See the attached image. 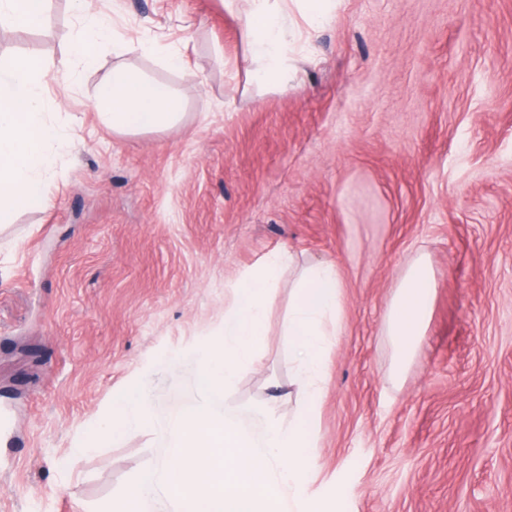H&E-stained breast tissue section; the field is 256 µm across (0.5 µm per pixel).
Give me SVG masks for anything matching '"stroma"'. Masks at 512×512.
<instances>
[{"label": "stroma", "mask_w": 512, "mask_h": 512, "mask_svg": "<svg viewBox=\"0 0 512 512\" xmlns=\"http://www.w3.org/2000/svg\"><path fill=\"white\" fill-rule=\"evenodd\" d=\"M89 11L108 36L86 68L71 0L41 29L0 25V61L45 62L44 109L69 141L43 202L0 227V512H108L162 449L149 427L100 439L113 396L144 382L156 412L199 402L225 297L277 249L341 281L305 496L324 512H512V0H343L285 91L252 81L224 0ZM177 49L175 72L161 57ZM119 69L185 94L184 120L113 133L96 92ZM417 259L432 297L398 374L386 313ZM293 285L236 402L289 387Z\"/></svg>", "instance_id": "stroma-1"}]
</instances>
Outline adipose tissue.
<instances>
[{"instance_id":"ef3b65f1","label":"adipose tissue","mask_w":512,"mask_h":512,"mask_svg":"<svg viewBox=\"0 0 512 512\" xmlns=\"http://www.w3.org/2000/svg\"><path fill=\"white\" fill-rule=\"evenodd\" d=\"M337 6V0H224L248 38L253 79L281 91L298 73L292 49L298 22L317 29ZM45 74V63L36 57L0 67V223L43 200L40 170L50 150L66 145L43 112ZM97 99L104 120L119 134L161 132L184 117L183 94L125 70L100 88ZM431 293V271L416 261L401 278L387 313L397 367H404L423 332Z\"/></svg>"}]
</instances>
